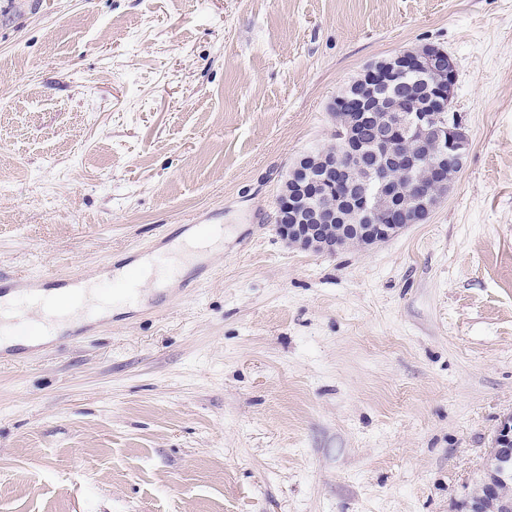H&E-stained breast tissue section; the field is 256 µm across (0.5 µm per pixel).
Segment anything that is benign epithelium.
<instances>
[{"label": "benign epithelium", "mask_w": 512, "mask_h": 512, "mask_svg": "<svg viewBox=\"0 0 512 512\" xmlns=\"http://www.w3.org/2000/svg\"><path fill=\"white\" fill-rule=\"evenodd\" d=\"M391 73L420 69L434 77L433 91L444 112L406 111L393 97L379 95L381 111L337 112L336 146L303 155L289 170L277 209V230L290 246L334 254L385 242L428 219L450 184L440 178L453 164L462 169L470 151L463 117L451 111L455 64L438 48L411 59L396 54L371 64ZM371 128L372 152L390 166L368 172L356 187L352 172L363 156L361 131ZM456 512H512V415L504 418L481 467L480 479L460 500Z\"/></svg>", "instance_id": "1"}]
</instances>
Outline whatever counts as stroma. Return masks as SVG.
Segmentation results:
<instances>
[{
	"instance_id": "1",
	"label": "stroma",
	"mask_w": 512,
	"mask_h": 512,
	"mask_svg": "<svg viewBox=\"0 0 512 512\" xmlns=\"http://www.w3.org/2000/svg\"><path fill=\"white\" fill-rule=\"evenodd\" d=\"M433 44L471 149L422 224L288 246L276 198L371 63ZM212 270L9 333L0 512H454L512 415V0H0V273Z\"/></svg>"
}]
</instances>
